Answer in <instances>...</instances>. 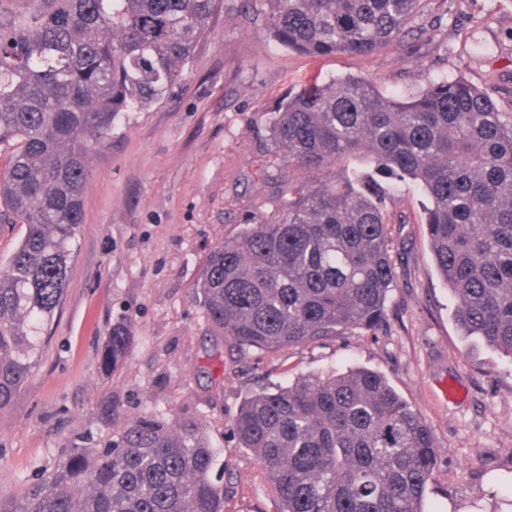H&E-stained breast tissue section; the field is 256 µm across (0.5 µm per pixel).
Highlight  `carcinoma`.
Instances as JSON below:
<instances>
[{"label": "carcinoma", "mask_w": 512, "mask_h": 512, "mask_svg": "<svg viewBox=\"0 0 512 512\" xmlns=\"http://www.w3.org/2000/svg\"><path fill=\"white\" fill-rule=\"evenodd\" d=\"M279 46L370 55L425 0H249ZM223 0H0V218L25 226L0 271V411L36 364L61 309L92 146L117 118L181 79ZM271 153L316 174L288 205L213 248L199 290L209 326L241 348L377 335L396 281L385 203L399 182L429 200L436 271L453 321L512 359V108L464 78L385 96L356 77L314 83L269 118ZM130 336L112 328L106 370ZM280 512H425L439 449L380 373L351 367L245 399L234 421ZM200 425L141 416L71 449L0 512H224Z\"/></svg>", "instance_id": "obj_1"}]
</instances>
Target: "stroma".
I'll return each instance as SVG.
<instances>
[{
	"instance_id": "stroma-1",
	"label": "stroma",
	"mask_w": 512,
	"mask_h": 512,
	"mask_svg": "<svg viewBox=\"0 0 512 512\" xmlns=\"http://www.w3.org/2000/svg\"><path fill=\"white\" fill-rule=\"evenodd\" d=\"M417 23L425 36L368 56L311 58L275 44L247 0H224L179 84L92 147L62 308L0 412L1 502L14 504L72 446L156 415L202 426L224 468L225 512H279L233 430L243 399L357 365L384 374L433 430L442 454L428 512H512V363L460 336L417 186L398 184L387 201L396 271L388 330L244 351L214 335L197 290L216 244L283 206L289 182L312 178L269 151L268 117L288 93L350 75L408 95L461 76L498 106L512 102V0H431ZM118 324L133 341L107 372L101 354ZM450 384L460 398L444 395Z\"/></svg>"
}]
</instances>
